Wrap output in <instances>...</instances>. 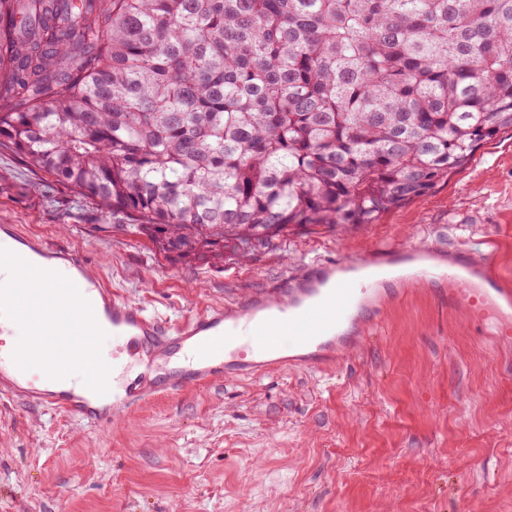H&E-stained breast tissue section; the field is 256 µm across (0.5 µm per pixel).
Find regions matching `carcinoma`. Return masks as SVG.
<instances>
[{"label":"carcinoma","instance_id":"1","mask_svg":"<svg viewBox=\"0 0 512 512\" xmlns=\"http://www.w3.org/2000/svg\"><path fill=\"white\" fill-rule=\"evenodd\" d=\"M512 130V0H0V149L166 258L370 224Z\"/></svg>","mask_w":512,"mask_h":512}]
</instances>
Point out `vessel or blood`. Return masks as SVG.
Returning <instances> with one entry per match:
<instances>
[{"instance_id": "b4317fda", "label": "vessel or blood", "mask_w": 512, "mask_h": 512, "mask_svg": "<svg viewBox=\"0 0 512 512\" xmlns=\"http://www.w3.org/2000/svg\"><path fill=\"white\" fill-rule=\"evenodd\" d=\"M13 245L0 250V275L23 276L25 285L0 295V399L24 400L73 415L97 427L122 421L151 396L203 388L224 378L258 375L270 368H320L334 364L336 340L369 299L370 271L411 265L420 281L448 283V300L496 339L512 337V285L490 256L459 249L441 254L394 247L336 268L327 264L276 288L249 294L234 309L213 308L166 325L118 298L88 273L70 250L1 224ZM89 313L87 342L68 341L72 285ZM114 338L97 346L99 333Z\"/></svg>"}]
</instances>
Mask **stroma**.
Wrapping results in <instances>:
<instances>
[{
	"label": "stroma",
	"instance_id": "35a3bbf8",
	"mask_svg": "<svg viewBox=\"0 0 512 512\" xmlns=\"http://www.w3.org/2000/svg\"><path fill=\"white\" fill-rule=\"evenodd\" d=\"M102 221L0 151V224L70 249L168 324L381 244L479 255L492 234L512 284V134L373 223L311 226L246 259L166 258ZM375 287L383 302L332 366L156 396L104 428L0 403V512H512V342L450 306L445 282Z\"/></svg>",
	"mask_w": 512,
	"mask_h": 512
}]
</instances>
